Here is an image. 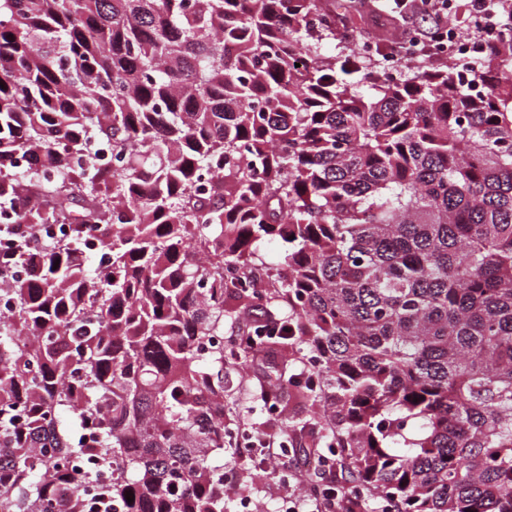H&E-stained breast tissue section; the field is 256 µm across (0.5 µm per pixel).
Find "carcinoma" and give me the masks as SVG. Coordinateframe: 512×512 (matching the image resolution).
I'll list each match as a JSON object with an SVG mask.
<instances>
[{
  "label": "carcinoma",
  "mask_w": 512,
  "mask_h": 512,
  "mask_svg": "<svg viewBox=\"0 0 512 512\" xmlns=\"http://www.w3.org/2000/svg\"><path fill=\"white\" fill-rule=\"evenodd\" d=\"M338 17L0 0V512H224V368L259 356L322 412L314 469L512 512V13L474 79L329 53Z\"/></svg>",
  "instance_id": "1"
}]
</instances>
